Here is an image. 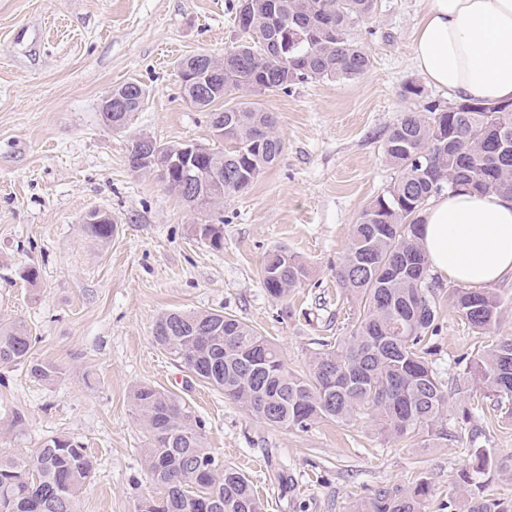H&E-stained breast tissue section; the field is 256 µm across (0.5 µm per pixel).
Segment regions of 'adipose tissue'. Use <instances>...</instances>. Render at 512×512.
<instances>
[{
  "mask_svg": "<svg viewBox=\"0 0 512 512\" xmlns=\"http://www.w3.org/2000/svg\"><path fill=\"white\" fill-rule=\"evenodd\" d=\"M412 63L428 85L453 98L512 100V0H427ZM421 218L433 271L470 286L512 276V198L443 194Z\"/></svg>",
  "mask_w": 512,
  "mask_h": 512,
  "instance_id": "ef3b65f1",
  "label": "adipose tissue"
}]
</instances>
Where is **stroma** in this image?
<instances>
[{"instance_id": "35a3bbf8", "label": "stroma", "mask_w": 512, "mask_h": 512, "mask_svg": "<svg viewBox=\"0 0 512 512\" xmlns=\"http://www.w3.org/2000/svg\"><path fill=\"white\" fill-rule=\"evenodd\" d=\"M425 6L375 0L351 31L372 61L364 77L255 95L275 113L283 151L248 189L202 211L131 171L127 148L137 136L214 145L205 113L183 95L178 63L237 44V0H0V323L27 324L34 357L63 370L45 382L26 367H0V455L28 457L52 437H76L94 461L80 512H135L156 492L130 401L148 383L202 421L208 447L248 478L265 512H351L376 488L416 478L431 489L422 512H448L461 500L460 470L481 450L495 460L486 494L512 499V413L477 387L455 391L475 347L512 337L511 276L490 286L500 314L483 335L454 309L452 280L432 277L439 330L430 362L448 407L429 441L385 438L367 414L344 426L269 428L152 338L164 312L223 311L301 370L316 342L349 334L358 306L341 297L336 271L353 224L397 175L383 143L411 106L402 87L423 84L411 56ZM130 81L148 96L112 128L100 102ZM93 209L116 223L107 242L84 230ZM202 224L220 226L223 249L200 236ZM275 248L309 269L281 299L261 280Z\"/></svg>"}]
</instances>
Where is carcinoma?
<instances>
[{"instance_id": "carcinoma-1", "label": "carcinoma", "mask_w": 512, "mask_h": 512, "mask_svg": "<svg viewBox=\"0 0 512 512\" xmlns=\"http://www.w3.org/2000/svg\"><path fill=\"white\" fill-rule=\"evenodd\" d=\"M256 21L240 29L242 40L226 50L224 92L207 103L224 113V149L212 150L196 181L215 199L253 183L282 151L276 116L253 102L216 108L231 93L288 91L308 79L351 80L365 76L371 59L350 31L370 17L374 0H249ZM130 94L126 112L103 117L119 129L138 111L146 91L128 82L113 89ZM383 153L397 169L388 190L371 200L353 225L346 256L336 272L348 299L360 311L347 336L322 341L304 372L288 368L277 345L229 313L172 311L155 322L153 338L196 378L224 392L256 420L277 429L304 430L318 421L346 424L368 411L379 432L408 439L433 432L447 403L441 381L429 366V342L437 331L435 292L428 284L429 262L420 244L419 216L443 193L493 190L512 197V102L460 100L448 107L427 102L401 114ZM165 188L185 198L177 169L160 170ZM91 237L106 241L115 224H86ZM199 233L215 250L224 247L220 227L201 224ZM308 277L307 265L282 250L266 256L263 286L276 299ZM454 307L482 334L497 321L500 302L488 291L451 290ZM30 328L0 325V366L25 365L42 381L62 370L32 356ZM219 371L210 370L211 365ZM473 382L512 400V339L478 351L468 367ZM132 404L148 446L143 463L159 495L142 498L136 512H264L248 479L224 464L206 446L204 425L186 405L141 384ZM492 466L481 452L461 470L458 485L465 512H512V503L483 495L481 478ZM94 468L92 458L69 436L52 437L28 459L0 456V512H79L82 490ZM430 495L424 480L377 488L353 512H421Z\"/></svg>"}]
</instances>
